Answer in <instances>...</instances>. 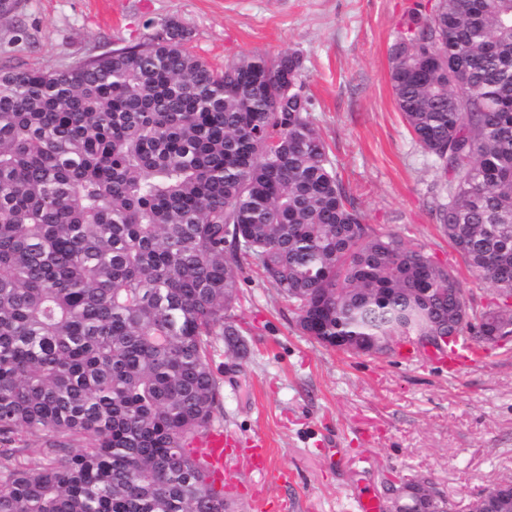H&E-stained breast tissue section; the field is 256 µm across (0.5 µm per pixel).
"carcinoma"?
I'll use <instances>...</instances> for the list:
<instances>
[{"mask_svg":"<svg viewBox=\"0 0 512 512\" xmlns=\"http://www.w3.org/2000/svg\"><path fill=\"white\" fill-rule=\"evenodd\" d=\"M188 40L168 20L74 67H0V512H225L191 444L221 410L217 342L249 354L229 314L248 258L326 347L512 341V312L475 306L424 246L364 224L300 54L219 71ZM391 61L434 159L437 222L511 296L512 0L414 4ZM434 493L418 479L404 512Z\"/></svg>","mask_w":512,"mask_h":512,"instance_id":"cac0c4a2","label":"carcinoma"}]
</instances>
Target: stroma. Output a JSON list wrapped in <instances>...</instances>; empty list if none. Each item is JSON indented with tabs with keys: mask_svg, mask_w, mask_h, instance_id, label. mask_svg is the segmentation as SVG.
Segmentation results:
<instances>
[{
	"mask_svg": "<svg viewBox=\"0 0 512 512\" xmlns=\"http://www.w3.org/2000/svg\"><path fill=\"white\" fill-rule=\"evenodd\" d=\"M411 0H20L0 20V64L53 70L145 40L168 19L216 65L300 53L312 114L365 224L424 245L475 304L495 290L470 271L430 213L433 159L412 140L390 84L394 31ZM231 311L249 344L218 350L222 410L234 448L224 463L228 512H356L363 492L385 502L397 479L430 477L468 503L512 478V349L483 345L458 375L420 353L353 356L303 335L292 307L243 263ZM264 441L271 473L248 455Z\"/></svg>",
	"mask_w": 512,
	"mask_h": 512,
	"instance_id": "obj_1",
	"label": "stroma"
}]
</instances>
